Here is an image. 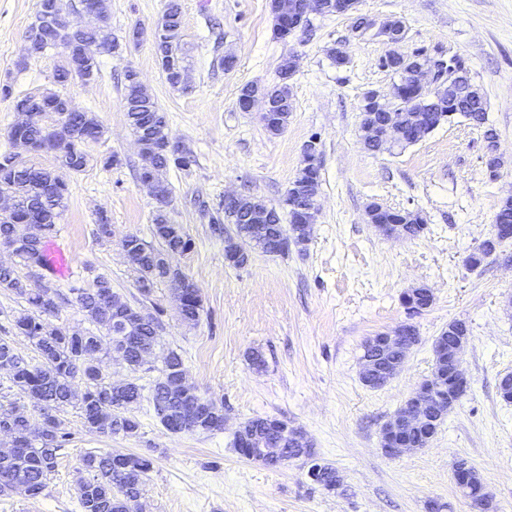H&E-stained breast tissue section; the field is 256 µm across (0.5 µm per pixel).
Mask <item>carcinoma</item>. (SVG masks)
<instances>
[{"mask_svg":"<svg viewBox=\"0 0 512 512\" xmlns=\"http://www.w3.org/2000/svg\"><path fill=\"white\" fill-rule=\"evenodd\" d=\"M32 43L28 57L42 56L45 45L42 28L33 23L27 32ZM81 43L88 54L84 58V69L76 71L68 57H63L54 70V83L65 85L73 79L90 82L99 75L98 56L100 49L116 53L120 44L112 38L107 16L102 14L99 25L85 33ZM153 48L161 66L165 81L173 88H184L181 74L187 69V54L182 43V12L179 0H167L160 23L156 26ZM472 82L469 73H464L456 89L446 93L432 108L419 111L395 107V112H405L409 124L425 123L428 112L460 114L475 125L486 123L485 101L474 98L468 91ZM272 108L280 121L267 126L272 134L281 133L288 124L293 100L288 79L278 81L267 88ZM124 110L134 135L142 141L140 146L143 165L140 177L151 178L166 196H171V187L163 178L170 166L181 170L196 163L194 155L182 148L178 152L166 149V113L161 110L153 96L139 79L125 82ZM64 125L59 130H48L30 125L19 131L35 153L52 151L59 168L78 173L87 164L84 147L93 136L102 135V127L87 112H68L62 117ZM320 183V162H303L283 201V207L267 206L261 200L245 197L234 207L224 202L219 207L224 211V222L246 231L254 241L253 248L264 249L267 232L296 239L310 240L311 228L294 222L292 210L298 202L297 192L315 193ZM17 196L24 205L25 213L40 218V223L31 225L25 241L14 249L15 256L24 267H29L30 253L42 250L40 259H45L46 244L57 235V223L67 206L68 185L53 171L34 164L19 167L14 154L0 153V191ZM402 217L401 225L408 236L416 237L424 230V220L412 211H397L384 207L377 214V221L388 227ZM288 224H283V221ZM153 237L157 244H145L137 237L123 244L128 258L138 273V286L145 287L143 294L152 292L155 284L162 280L172 283L183 278L178 271L162 259L166 252L187 251L191 240L181 225L170 222L167 212L158 211L153 219ZM494 251L482 243L467 257V265L479 268ZM0 289L24 298L35 311L52 315L58 308V292L50 285L31 287L30 276H21L17 270L0 266ZM76 300L101 332L81 333L67 326L51 325L34 316H23L15 321L16 333L32 342L40 356V363L32 364L18 355L6 340H0V367L11 373L12 386L24 394L43 411V422L39 431L31 430L26 410L12 406L0 410V434L12 438L13 450L0 455V493L10 492L16 484L28 486L30 495L43 492L49 476L55 471L58 452L68 441L62 431L61 421L52 414L79 400L81 416L87 428L107 435L134 436L140 422L130 414L131 408L143 398L144 387L133 381L114 384L106 379L99 358L101 352H116L126 366L135 371L144 363L142 354L155 350L154 328L158 318L149 315L145 323L133 319V308L112 291L111 283L100 278L91 289H76ZM181 319L187 323L198 321L202 311L198 290L178 295ZM185 373L181 355L171 350L163 357L160 375L150 387V399L161 424L186 419L193 413L194 397L182 383ZM85 384L81 397H76L75 379ZM224 429V409L212 407L207 415L193 420L191 430L213 432ZM242 429L252 433L258 440H277L266 427L264 420L253 418L242 424ZM153 466L150 458L112 451L88 452L81 459L85 475L77 482V493L82 512H130L131 505L140 498L147 475Z\"/></svg>","mask_w":512,"mask_h":512,"instance_id":"cac0c4a2","label":"carcinoma"}]
</instances>
